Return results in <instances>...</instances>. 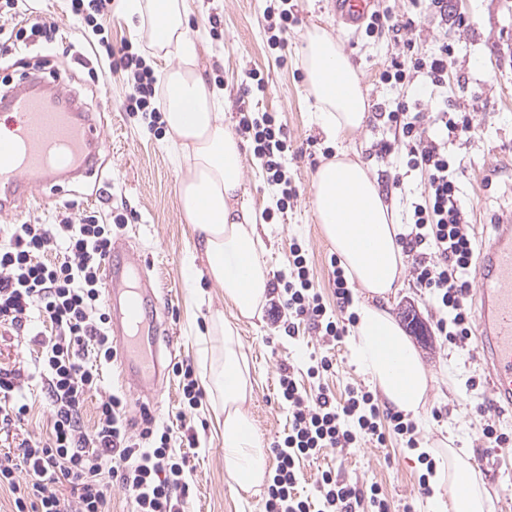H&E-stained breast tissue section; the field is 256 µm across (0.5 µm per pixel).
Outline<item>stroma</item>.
Instances as JSON below:
<instances>
[{
    "mask_svg": "<svg viewBox=\"0 0 512 512\" xmlns=\"http://www.w3.org/2000/svg\"><path fill=\"white\" fill-rule=\"evenodd\" d=\"M293 20L288 24L283 48H270L269 18L263 0H185L188 28L197 44L196 66L210 84L224 93V124L237 130L240 107L274 115L288 138L285 161L287 176L297 197L284 214L261 231L263 259L271 279L288 273L292 243L306 249L314 272L316 290L337 321H347L350 311L336 305L331 259L334 252L324 238L310 206L312 178L326 162L327 152L341 150L367 163L379 183H386L387 164L376 155V145L393 133L377 112H370L365 127L351 138L341 140L323 132L313 119L302 68L301 46L307 31L315 26L335 30L345 53L358 69L370 104L396 106L416 94L422 78L405 85L382 83L379 75L391 58L403 51L387 31L366 35L364 29H336L327 0H292ZM454 13L464 16L465 26H444L431 11L428 0L409 8L406 0H375V8L395 16L411 14L412 28L404 39L412 40L415 51L430 54L437 39H447L454 48L448 78L437 88L438 100L447 101L452 112H471L476 131L465 141L449 144L450 154L463 158L461 192L470 208L471 232L475 244L495 234L500 216L512 212V0H451ZM40 18L54 23L56 32L48 44L20 46L0 56V78L17 85L27 76L63 81L66 92L83 111L93 113L104 127L107 146L93 171L83 177L46 188L36 199L22 204L18 212L0 214L1 224L26 221L49 224L67 206L92 213L104 222L124 216L115 228L114 244L135 252L147 274L159 287L157 318L167 323L175 343L161 348L168 370L158 398L134 394L118 375L117 364L103 370L104 391H118L128 402V417L140 422L141 409H149L156 421L177 423L180 431L197 434L196 447L186 449L191 472L189 496L184 512H264V492L241 497L224 473V436L211 407L202 396L185 420H177L182 406L179 379L172 368L187 361L194 368L203 365L200 338L206 333L210 309L223 310L233 319L251 368L253 398L250 411L258 435L273 446L288 432L290 411L278 395L282 369H290L299 388H310V359L329 355L333 366L321 374V385L337 401H345L350 388L368 386L357 366L349 336L323 342L307 325L288 335L283 325L272 324L267 315L252 319L234 318L220 289L204 276V262L191 256L192 227L182 218L178 202L180 171L173 160L167 133L150 131L141 115L126 112L125 105L134 80L130 72L113 70L92 77L97 52L81 33L66 0H37ZM102 24L113 47L132 43L154 74L181 64L174 53L155 54L142 19L130 14L124 0H114ZM264 81L262 89L244 93L247 73ZM245 153L242 202L256 213L269 205L266 174L253 156L250 141H243ZM389 311L400 320L433 381L428 392L429 410L419 421L418 443L447 444L461 449L469 461L483 460L484 471L475 476L489 512H512V451L488 448L480 440L485 424L496 423L512 433V413L496 412L490 406L477 409L462 405L460 397L470 378H485L486 371L476 353L457 350L443 343L434 324L437 314L427 294L405 277L389 302ZM31 411L13 434L0 432V449L15 446L20 438L45 436L48 404L40 387L28 389ZM447 408L441 419L431 410ZM337 471L340 478L356 482L362 491L378 486L388 500L390 512H429L428 494L419 485L425 471L413 449L400 438L387 436L384 443L368 442L356 452L340 456L332 451L301 461L296 489L300 495L315 493L322 471Z\"/></svg>",
    "mask_w": 512,
    "mask_h": 512,
    "instance_id": "1",
    "label": "stroma"
}]
</instances>
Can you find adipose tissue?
I'll return each instance as SVG.
<instances>
[{"instance_id": "1", "label": "adipose tissue", "mask_w": 512, "mask_h": 512, "mask_svg": "<svg viewBox=\"0 0 512 512\" xmlns=\"http://www.w3.org/2000/svg\"><path fill=\"white\" fill-rule=\"evenodd\" d=\"M126 8L147 21L155 50L194 58L184 0H126ZM302 66L315 101V121L339 138L360 131L369 104L339 38L319 27L309 30ZM162 83L163 120L186 163L178 198L193 229V251L204 259L208 279L221 288L225 303L239 317L261 315L269 300V270L255 214L234 204L243 186L244 152L224 124L220 94L197 70L180 66L165 71ZM312 186L313 214L359 292L352 304L357 316L351 331L355 361L389 406L420 417L431 376L387 309L405 271L397 214L368 166L343 151L318 167ZM202 343L210 361L205 385L224 429V472L235 491L256 492L270 476L267 450L249 409L253 389L248 360L222 310L210 312ZM428 454L440 461L429 482L430 512H485V498L469 478V463L451 448H432ZM443 486L449 496L440 495Z\"/></svg>"}]
</instances>
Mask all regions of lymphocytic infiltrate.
<instances>
[{"label": "lymphocytic infiltrate", "instance_id": "obj_1", "mask_svg": "<svg viewBox=\"0 0 512 512\" xmlns=\"http://www.w3.org/2000/svg\"><path fill=\"white\" fill-rule=\"evenodd\" d=\"M451 56L444 41L426 56L409 47L391 59L381 79L402 85L421 74L437 86ZM101 67L131 72L135 83L127 111L148 116L150 127L160 125L156 80L132 45L107 51ZM381 114L394 138L380 143L379 155L401 149L408 168L426 175L425 194L411 202L409 231L398 240L416 287L429 294L439 313L437 334L468 349L474 331L468 298L475 251L469 207L459 187L462 162L449 154L448 141L470 138L474 115L440 107L427 116L417 98ZM238 127L267 174L272 205L266 218L284 213L296 191L284 167L288 143L282 125L269 113L246 110ZM111 246V225L87 214L52 224H13L0 238V328L29 337L38 348L34 362L0 363V431L24 421L29 412L25 388L33 381L47 396L51 421L46 440L24 438L0 450V487L11 495V512H109L116 484L129 492L135 512H183L187 458L173 451V428L156 426L147 412L142 428H135L116 393L102 394L93 426L82 421L85 403L100 392L103 369L115 355L101 297ZM288 267L285 299L269 308L272 321H306L319 336L340 338L343 329L327 314L301 244H292ZM278 384L291 418L286 437L273 447L276 466L264 512H388L378 490L363 494L332 470L322 471L316 497L299 495L297 465L327 450L347 454L363 443L383 442L388 428L415 447L417 423L397 411L381 413L373 394L362 388L352 389L340 404L322 386L299 389L287 371Z\"/></svg>", "mask_w": 512, "mask_h": 512}]
</instances>
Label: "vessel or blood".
<instances>
[{
    "instance_id": "vessel-or-blood-1",
    "label": "vessel or blood",
    "mask_w": 512,
    "mask_h": 512,
    "mask_svg": "<svg viewBox=\"0 0 512 512\" xmlns=\"http://www.w3.org/2000/svg\"><path fill=\"white\" fill-rule=\"evenodd\" d=\"M338 28H357L368 18L374 0H329ZM43 82L0 95V112L9 115L8 133L0 134V213L35 196L41 189L90 173L104 143L102 128L74 100L43 96ZM111 330L123 351L124 381L140 391L157 388L163 359L157 349L158 326L143 312L155 305L157 290L133 254L115 255L104 275ZM476 343L488 373L494 410H512V221L503 220L480 250L475 268Z\"/></svg>"
}]
</instances>
